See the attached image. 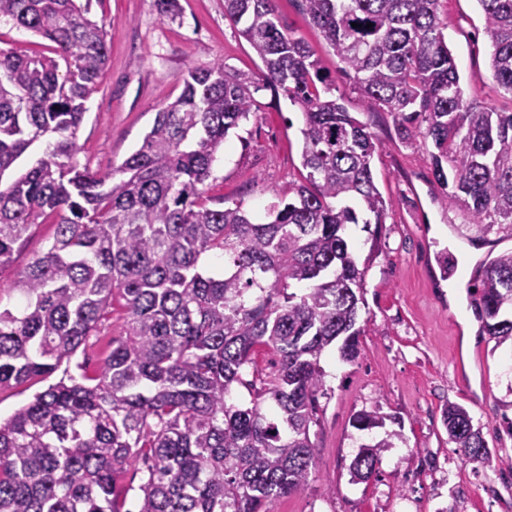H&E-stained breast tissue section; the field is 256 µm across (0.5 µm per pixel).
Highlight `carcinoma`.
I'll return each instance as SVG.
<instances>
[{
  "instance_id": "obj_1",
  "label": "carcinoma",
  "mask_w": 512,
  "mask_h": 512,
  "mask_svg": "<svg viewBox=\"0 0 512 512\" xmlns=\"http://www.w3.org/2000/svg\"><path fill=\"white\" fill-rule=\"evenodd\" d=\"M276 0H224L261 60L262 82L216 60L182 76L138 150L98 176L75 160L86 102L108 54L78 0H0V19L55 44V56L0 48V179L34 143L41 158L0 187V269L30 227L49 247L18 270L0 304V389L45 380L86 345L117 299L125 336L101 367L61 378L0 422V512H121L116 482L147 465L138 512H273L315 469L323 352L359 354L364 271L350 224L383 223L365 124ZM440 0H301L367 110L435 149L444 201L471 224L512 226V111L464 99ZM497 89L512 97V0H477ZM176 20L180 0H155ZM357 27H352V24ZM372 27H367V24ZM269 88L303 115L302 183L256 217L239 200L208 204L229 132ZM482 329L512 342V252L476 278ZM264 350L276 369L257 365ZM244 388L249 401L234 396ZM463 460L490 450L462 406L444 412ZM386 439L365 445L354 478L377 474Z\"/></svg>"
}]
</instances>
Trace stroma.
<instances>
[{"label": "stroma", "instance_id": "1", "mask_svg": "<svg viewBox=\"0 0 512 512\" xmlns=\"http://www.w3.org/2000/svg\"><path fill=\"white\" fill-rule=\"evenodd\" d=\"M180 19L160 15L154 0H94L105 24L108 64L91 94L77 135V160L97 175L110 173L140 148L159 109L175 100L190 68L223 61L261 76L263 64L224 17V0H180ZM281 16L309 44L351 115L363 122L378 150L372 160L386 202L377 231L350 228L365 260L358 324L359 355L342 361L329 349L321 364L315 473L282 498L274 512H512V344L483 331L468 333L479 295L468 268L473 245L501 241L499 225L469 223L442 200L431 146L399 135L391 113L366 110L352 79L325 44L298 0H277ZM448 45L467 99L503 112L490 69L491 42L477 0H441ZM259 110L231 132L207 185L211 198L244 199L261 212L275 192L300 183L303 116L270 91ZM457 225L461 240L448 236ZM447 255L449 273L438 258ZM120 304L99 323L76 362L97 369L112 339L123 336ZM464 406L490 450L491 464L464 462L448 440L447 403ZM379 410L385 425L365 433L353 421ZM389 437L376 476L353 481L350 464L372 437Z\"/></svg>", "mask_w": 512, "mask_h": 512}]
</instances>
